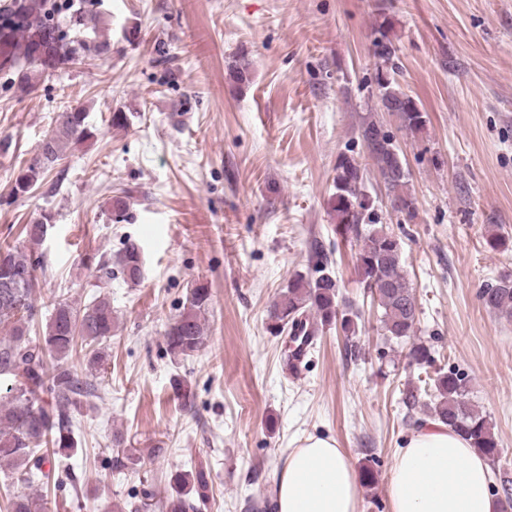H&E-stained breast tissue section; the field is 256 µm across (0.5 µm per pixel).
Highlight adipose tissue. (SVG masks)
<instances>
[{
	"label": "adipose tissue",
	"mask_w": 512,
	"mask_h": 512,
	"mask_svg": "<svg viewBox=\"0 0 512 512\" xmlns=\"http://www.w3.org/2000/svg\"><path fill=\"white\" fill-rule=\"evenodd\" d=\"M490 467L468 441L432 420L407 442L387 484L391 512H498ZM359 479L333 438L311 436L276 475V512H358Z\"/></svg>",
	"instance_id": "adipose-tissue-1"
}]
</instances>
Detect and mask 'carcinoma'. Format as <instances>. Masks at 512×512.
<instances>
[{"label": "carcinoma", "instance_id": "obj_1", "mask_svg": "<svg viewBox=\"0 0 512 512\" xmlns=\"http://www.w3.org/2000/svg\"><path fill=\"white\" fill-rule=\"evenodd\" d=\"M88 0H7L0 5V86L22 91L35 88L47 69L63 72L88 60H102L110 52L108 40L98 37L99 16L86 8ZM392 23L384 19L374 31V54L379 60L375 91L379 100L395 104V116L411 135L423 132L427 115L406 96L390 77L396 69V48L390 34ZM91 131L86 113L80 109L63 113L61 122L42 141L38 152L16 179L15 189L25 193L43 174L61 161L71 146L87 140ZM361 139L373 161L387 197L399 203L397 212L411 219L416 213V198L409 189V176L397 169L391 148L395 137L374 112L361 117ZM331 195V213L344 233L352 234L359 245L357 269L365 287L383 280L377 299L386 339L395 344L411 342L409 363L430 365V348L413 342L418 321L415 294L401 270L398 236L377 216V198L366 186L365 169L344 154L336 164ZM50 220L25 227L29 250L0 247V326L8 328V339L0 341V377L14 384L0 394V469L8 468L16 483H31L27 464L35 451L48 444L65 455L78 448L72 431V414L81 398L94 396L93 385L79 379L69 361L81 357L87 367L102 366L105 344L112 338V301L99 295L83 306L68 299L53 304L43 343L33 345L27 338L26 319L36 314L32 299L35 265L32 249L45 236ZM117 264L120 273L135 283L142 274V254L134 242L125 244ZM485 307L512 319V278L504 276L480 293ZM211 303L205 286L190 290L186 304L165 330L167 352L175 358H188L202 351L209 338L204 314ZM340 325L346 338L358 332L357 315L340 309L336 278L326 264L316 262L313 274L297 275L272 302L268 310L267 331L278 336L285 331L295 336L304 326ZM435 403L430 416L467 437L472 448L491 462L499 459V442L487 415L468 401L469 383L450 371L432 378ZM48 389L53 401L44 406L38 393ZM173 493L166 512H194L209 500L210 484L202 468L180 470L172 476ZM10 512H47L46 502L34 494H22L9 502Z\"/></svg>", "mask_w": 512, "mask_h": 512}]
</instances>
